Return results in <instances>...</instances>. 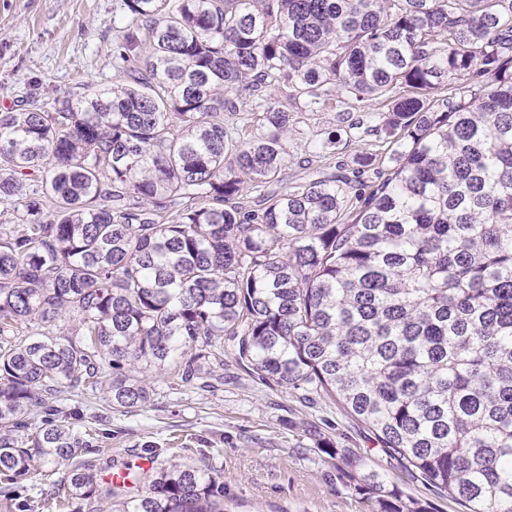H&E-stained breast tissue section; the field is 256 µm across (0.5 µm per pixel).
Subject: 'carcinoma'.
Instances as JSON below:
<instances>
[{"instance_id":"obj_1","label":"carcinoma","mask_w":512,"mask_h":512,"mask_svg":"<svg viewBox=\"0 0 512 512\" xmlns=\"http://www.w3.org/2000/svg\"><path fill=\"white\" fill-rule=\"evenodd\" d=\"M165 2L116 0L112 86L0 112V202L22 224H0L4 509L224 512V475L190 465L142 473L130 498L100 482L58 403L102 385L107 408H142L149 374L206 391L228 340L466 512H512V0ZM344 99L366 123L341 113L312 149L382 134L389 176L264 194L295 113ZM317 449L374 512H429ZM63 470H56V474L48 477L32 476L24 482V495L33 499L45 496L51 489L52 481H56L63 476Z\"/></svg>"}]
</instances>
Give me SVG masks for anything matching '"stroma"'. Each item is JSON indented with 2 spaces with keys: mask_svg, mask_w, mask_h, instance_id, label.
I'll return each mask as SVG.
<instances>
[{
  "mask_svg": "<svg viewBox=\"0 0 512 512\" xmlns=\"http://www.w3.org/2000/svg\"><path fill=\"white\" fill-rule=\"evenodd\" d=\"M114 0H0V112L35 97L45 102L111 86L112 51L122 38L113 20ZM361 116L349 101L322 112H301L288 135V158L266 187L278 194L318 178L321 169L390 171L396 145L365 133L316 158L309 135L337 127L339 113ZM378 155V168H361L364 154ZM224 347V384L204 392L164 377H150V405L129 412L106 410L102 390L64 394L79 411L77 429L91 433L99 468L132 463L160 449L159 463L189 464L224 475L225 512H371L370 502L347 486L341 460L318 453L316 435L362 456L370 470L395 481L404 494L431 504L434 512H463L444 493L411 477L390 459L375 436L332 399L268 386Z\"/></svg>",
  "mask_w": 512,
  "mask_h": 512,
  "instance_id": "stroma-1",
  "label": "stroma"
}]
</instances>
